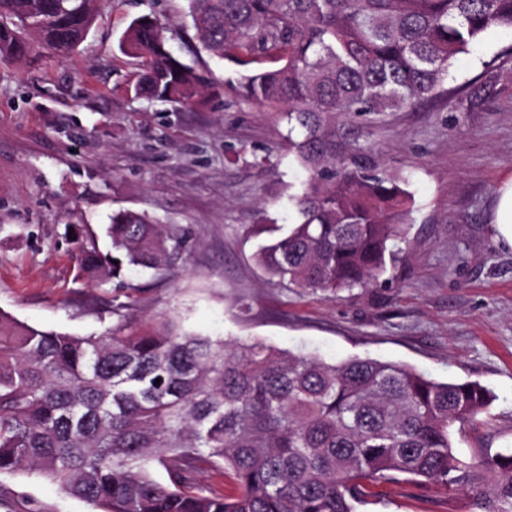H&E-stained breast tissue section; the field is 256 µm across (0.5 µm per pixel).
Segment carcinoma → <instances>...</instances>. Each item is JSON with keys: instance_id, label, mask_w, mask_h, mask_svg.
Masks as SVG:
<instances>
[{"instance_id": "carcinoma-1", "label": "carcinoma", "mask_w": 512, "mask_h": 512, "mask_svg": "<svg viewBox=\"0 0 512 512\" xmlns=\"http://www.w3.org/2000/svg\"><path fill=\"white\" fill-rule=\"evenodd\" d=\"M198 52L245 72L224 94L277 110L309 172L290 196L300 216L259 246L258 264L296 288L374 286L402 259L407 192L360 144L359 118L433 97L461 54L512 33V0H187ZM91 0H0V62L44 49L65 59L86 40ZM138 60L135 96L191 105L196 72L151 15L119 42ZM271 62V68L249 65ZM110 250L74 259L94 281L163 270L187 233L132 211L106 226ZM74 336L0 312V476L27 470L101 512H356L367 485L400 478L457 485L482 512H512V450L458 457L452 428L493 401L477 382H441L398 363H329L259 339L227 343L162 314ZM159 384H154L155 380ZM219 464L236 494L191 490ZM161 467L162 483L153 471Z\"/></svg>"}]
</instances>
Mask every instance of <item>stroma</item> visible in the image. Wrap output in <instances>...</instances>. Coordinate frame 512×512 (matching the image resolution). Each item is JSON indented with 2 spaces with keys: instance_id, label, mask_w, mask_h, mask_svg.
Wrapping results in <instances>:
<instances>
[{
  "instance_id": "obj_1",
  "label": "stroma",
  "mask_w": 512,
  "mask_h": 512,
  "mask_svg": "<svg viewBox=\"0 0 512 512\" xmlns=\"http://www.w3.org/2000/svg\"><path fill=\"white\" fill-rule=\"evenodd\" d=\"M97 22L67 60L0 64V312L45 331L113 327L116 305L142 322L177 313L185 330L255 338L328 362L352 356L407 365L440 381H477L496 396L453 434L471 461L512 445V248L488 222L512 173V36L494 32L461 55L439 94L375 120L367 145L399 179L411 209L406 253L388 283L335 295L288 288L255 262L254 231L298 220L289 201L306 173L282 113L225 97L238 68L196 53L186 0H95ZM156 16L166 46L209 86L192 107L134 96L137 69L119 41ZM492 94H477L481 84ZM146 213L191 233L167 269L123 283L78 277L77 246L107 250L113 213ZM12 512H93L22 473L0 476ZM358 512H480L442 482L372 487Z\"/></svg>"
}]
</instances>
